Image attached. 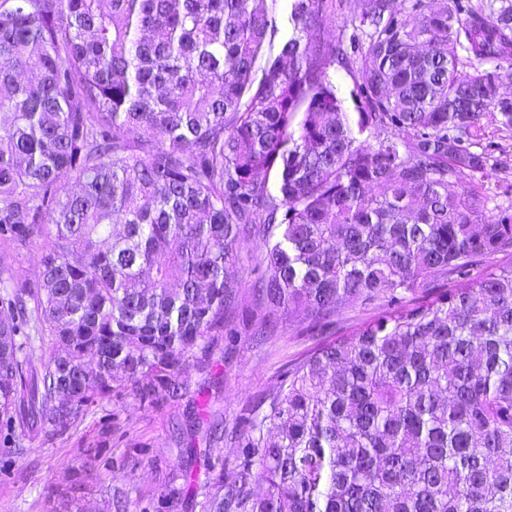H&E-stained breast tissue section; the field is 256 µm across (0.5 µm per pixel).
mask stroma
I'll return each mask as SVG.
<instances>
[{
    "label": "stroma",
    "instance_id": "stroma-1",
    "mask_svg": "<svg viewBox=\"0 0 512 512\" xmlns=\"http://www.w3.org/2000/svg\"><path fill=\"white\" fill-rule=\"evenodd\" d=\"M483 124L494 158L485 180V216L495 219L512 215V132L491 115ZM47 246L44 237L21 243L0 234V262L14 277L36 282ZM257 309L251 294H244L236 336L219 340L184 365L180 398L144 408L129 399L120 411L107 401L65 434H31L23 454L0 458V512H104L108 488L122 492L134 508L183 469L190 472L191 485L172 510L201 512L203 491L212 478L210 457L223 456L225 470H232L236 450L230 435L246 409L259 402L289 364L328 337L329 331L279 314L269 317V335H255ZM217 421L224 425L220 439L207 433ZM78 465L83 491L76 497L70 491L71 469Z\"/></svg>",
    "mask_w": 512,
    "mask_h": 512
}]
</instances>
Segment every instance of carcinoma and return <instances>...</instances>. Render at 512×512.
I'll list each match as a JSON object with an SVG mask.
<instances>
[{"mask_svg": "<svg viewBox=\"0 0 512 512\" xmlns=\"http://www.w3.org/2000/svg\"><path fill=\"white\" fill-rule=\"evenodd\" d=\"M278 2L0 0V230L50 239L36 283L0 278V429L21 454L106 400L181 397L236 335L258 238L269 311L386 309L241 418L203 512H512V261L473 271L512 252L474 184L482 120L512 129V0H354L352 52L333 0H288L283 37ZM354 7L352 0H336V11L334 17L326 25V38L328 40L336 41L338 38L343 36L344 40L348 43V38L351 33V29L344 31L343 22L348 17ZM333 81L336 85L338 95L344 100L346 112H349L353 121L357 120V110L352 101V91L356 89V82L359 80L357 71H349L342 67L340 64L330 68Z\"/></svg>", "mask_w": 512, "mask_h": 512, "instance_id": "carcinoma-1", "label": "carcinoma"}]
</instances>
